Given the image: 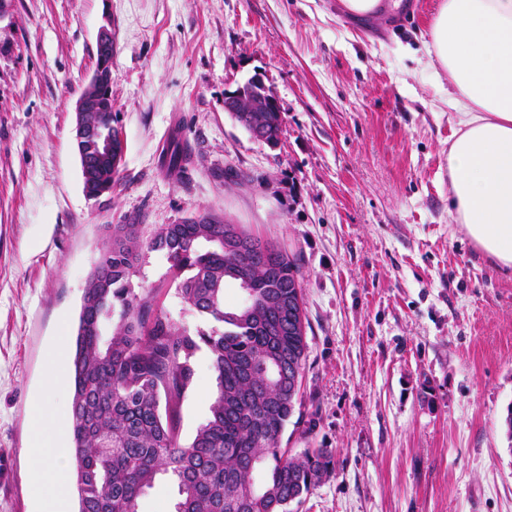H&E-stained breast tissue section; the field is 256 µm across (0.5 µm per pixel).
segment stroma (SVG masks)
<instances>
[{
    "mask_svg": "<svg viewBox=\"0 0 512 512\" xmlns=\"http://www.w3.org/2000/svg\"><path fill=\"white\" fill-rule=\"evenodd\" d=\"M369 19L340 0H11L0 17V451L16 472L0 512H35L31 403L59 325L76 334L107 227L207 212L297 254L309 325L300 398L335 467L293 512H512V269L449 212L448 78L420 48L439 0ZM109 28L120 181L88 198L75 106ZM262 74L282 109L278 147L224 110ZM180 133L191 161L160 154ZM243 179L225 176V169ZM164 254L140 295L196 329ZM181 405L190 443L215 393L208 350Z\"/></svg>",
    "mask_w": 512,
    "mask_h": 512,
    "instance_id": "obj_1",
    "label": "stroma"
}]
</instances>
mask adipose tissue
Listing matches in <instances>:
<instances>
[{
    "mask_svg": "<svg viewBox=\"0 0 512 512\" xmlns=\"http://www.w3.org/2000/svg\"><path fill=\"white\" fill-rule=\"evenodd\" d=\"M424 48L448 77L451 211L486 256L512 268V0H440ZM33 422L53 444L32 448L29 495L38 512H71L68 417L37 400Z\"/></svg>",
    "mask_w": 512,
    "mask_h": 512,
    "instance_id": "adipose-tissue-1",
    "label": "adipose tissue"
}]
</instances>
